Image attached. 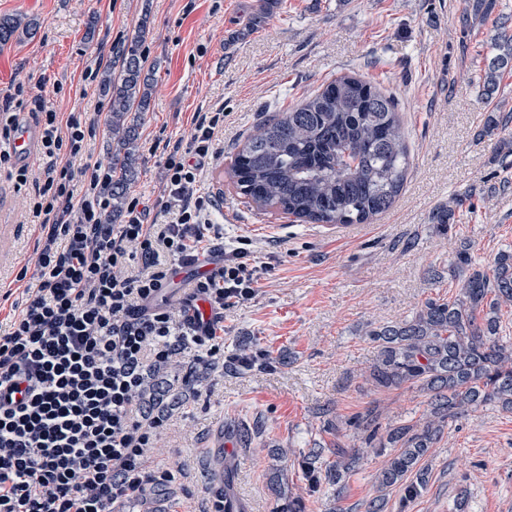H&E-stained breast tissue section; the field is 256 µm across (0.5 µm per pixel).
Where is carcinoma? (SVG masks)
Segmentation results:
<instances>
[{
  "mask_svg": "<svg viewBox=\"0 0 512 512\" xmlns=\"http://www.w3.org/2000/svg\"><path fill=\"white\" fill-rule=\"evenodd\" d=\"M39 26L35 16L1 17L0 47L33 37ZM148 33L144 18L116 50L119 75L102 78L112 139L109 224L124 219L127 189L136 174L138 130L155 91L140 51ZM495 46L498 54L480 77L482 96H493L498 74L512 68V35L499 37ZM482 135L496 138L499 150L512 153V114L489 113ZM409 165L393 96L344 75L288 111L266 116L245 137L228 177L238 194L259 208L276 207L316 224H364L393 205ZM448 273L461 281L454 299H430L413 317L369 332L377 357L366 380L377 388L418 389L426 397L420 422L391 426L379 440L376 410L370 409L349 422L367 432L366 447L336 445L335 460L322 472L312 462L305 465L312 485L323 479L338 485L365 455L390 450L375 474L381 494L365 504V512H384L382 491L389 487L405 484L408 498L425 488L419 463L450 423L492 403L512 411V346L499 337L501 309L512 307V253L499 255L487 272L472 267L470 245L464 243Z\"/></svg>",
  "mask_w": 512,
  "mask_h": 512,
  "instance_id": "carcinoma-1",
  "label": "carcinoma"
}]
</instances>
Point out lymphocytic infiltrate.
I'll return each mask as SVG.
<instances>
[{"label":"lymphocytic infiltrate","mask_w":512,"mask_h":512,"mask_svg":"<svg viewBox=\"0 0 512 512\" xmlns=\"http://www.w3.org/2000/svg\"><path fill=\"white\" fill-rule=\"evenodd\" d=\"M35 106L44 160L35 179L13 162L18 116L0 107V169L16 186L35 184L28 211L40 230L25 263L32 275L0 326V512H112L182 472L157 463L170 420L223 365L224 312L251 301L268 268L245 239L189 288L211 319L164 299L170 259L197 262L219 230L196 185L223 113H195L189 149L163 143L156 206L167 223L134 200L125 223L107 224L111 171L73 164L92 124Z\"/></svg>","instance_id":"lymphocytic-infiltrate-1"}]
</instances>
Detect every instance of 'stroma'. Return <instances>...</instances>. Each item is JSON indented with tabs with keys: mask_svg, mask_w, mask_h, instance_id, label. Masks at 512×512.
<instances>
[{
	"mask_svg": "<svg viewBox=\"0 0 512 512\" xmlns=\"http://www.w3.org/2000/svg\"><path fill=\"white\" fill-rule=\"evenodd\" d=\"M260 0H0V16H37L34 38L0 50V101L14 86L33 88L61 117L97 115L107 106L87 70L112 68V50L149 15L142 48L158 82L139 128L137 172L129 198L154 201L165 181L156 140L189 145L196 112L224 113L218 154L206 167L217 248L253 242L270 266L255 298L224 314L222 373L211 390L175 418L172 444L185 460L186 488L199 512L217 498L209 450L224 431L248 430L225 452L233 466L237 512H364L376 496L381 456L368 455L340 486H310L304 462L332 461L337 443L359 446L347 425L377 407L382 424H413L426 399L416 389L375 388L363 374L377 348L370 329L413 316L427 300L458 294L446 271L460 242L491 268L512 250V156L481 137L486 113H512V69L491 100L478 96L493 38L512 34V0L462 23L468 0H280L257 27L248 20ZM355 75L394 96L411 154L392 207L337 240L322 225L263 210L236 193L227 171L246 133L270 112H283L325 83ZM469 197L448 226L432 223L439 206ZM38 237L25 217L24 195L0 175V287L16 275ZM443 271L442 280L431 278ZM254 356L252 367L236 357ZM428 483L408 499L386 490L385 512H512V413L494 405L453 422L425 462ZM286 488L271 490L272 478Z\"/></svg>",
	"mask_w": 512,
	"mask_h": 512,
	"instance_id": "35a3bbf8",
	"label": "stroma"
}]
</instances>
